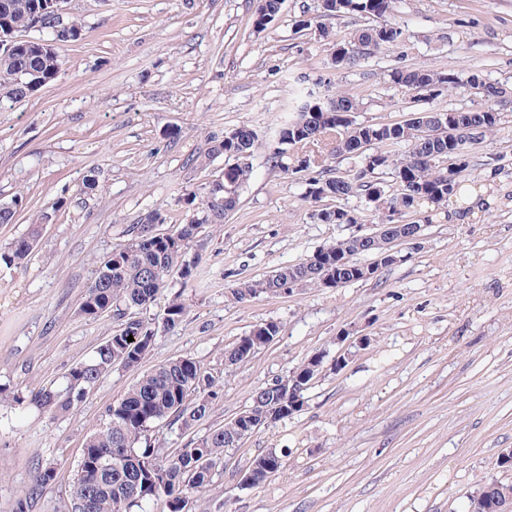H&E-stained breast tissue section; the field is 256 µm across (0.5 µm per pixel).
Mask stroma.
I'll list each match as a JSON object with an SVG mask.
<instances>
[{
	"instance_id": "1",
	"label": "stroma",
	"mask_w": 512,
	"mask_h": 512,
	"mask_svg": "<svg viewBox=\"0 0 512 512\" xmlns=\"http://www.w3.org/2000/svg\"><path fill=\"white\" fill-rule=\"evenodd\" d=\"M260 0H68L81 40L56 44L63 66L32 95L0 110V203L21 197L13 223L0 224V252L48 213L31 256L0 262V512H72L70 489L87 436L140 373L116 366L76 408L51 417L32 392L62 385L116 324L78 307L101 263L123 248L148 210L181 220L180 197L224 177L211 138L246 126L258 135L250 182L238 209L205 226L199 276L171 274L141 316L158 326L144 363L151 370L191 357L215 379L218 398L190 431L170 420L149 435L164 453L206 436L246 409L255 389L284 377L312 354L324 368L299 413L244 438L212 470L186 512H467L488 481L512 484L498 464L512 449V0H398L397 45L361 66L336 69L317 28L297 30L317 0H283L254 33ZM427 66L459 79L480 72L505 94L487 148L473 151L461 178L487 205L459 224L438 219L421 246L368 281L305 288L292 296L237 301V282L296 264L354 233L320 224L304 201L305 178L269 160L274 131L288 117L303 75H320V95L362 101L356 122L407 119L414 106L487 109L466 92L414 103L391 82L396 67ZM496 157L488 165V157ZM98 187L87 191L86 175ZM188 308L161 330L173 295ZM279 323L278 338L252 358L225 365L224 349L257 325ZM366 337L344 348L342 337ZM342 370H334L339 353ZM282 451L284 467L262 486L239 475L259 454ZM56 478L37 487L39 467Z\"/></svg>"
}]
</instances>
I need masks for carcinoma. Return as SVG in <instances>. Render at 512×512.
<instances>
[{
	"instance_id": "1",
	"label": "carcinoma",
	"mask_w": 512,
	"mask_h": 512,
	"mask_svg": "<svg viewBox=\"0 0 512 512\" xmlns=\"http://www.w3.org/2000/svg\"><path fill=\"white\" fill-rule=\"evenodd\" d=\"M330 17L355 16L384 20L356 30L352 39L341 41L344 47L336 66L354 68L376 51L401 41L403 30L391 20L397 0H335ZM57 0H0V108L12 105L31 95L53 80L61 60L54 51H44L41 39L24 38L27 31L52 30L57 43L76 41L83 34L80 19L67 16L64 24L57 23ZM393 83L419 96L434 97L458 88L469 94L496 102L502 88L488 83L478 72L460 82L452 72H438L428 67L394 68ZM360 109V98L348 91H338L327 99L312 89L296 107V116L279 125L276 131L278 147L272 153L274 166L286 174H298L316 169V175L306 179L304 199L319 205L313 217L328 224H360L362 212L332 206L330 202L349 197L364 198L367 210L374 214L376 224H397L410 214H421L418 224H430L432 215L423 210L426 205L443 206L457 194L459 177L469 166L468 156L474 145L482 144L495 134L499 113L490 107L471 112L452 109L460 117V126L448 130V124L438 111L425 110L423 116L411 113V118L396 123H357L346 118ZM325 136L332 137L331 155L348 157L359 151L361 165L345 175H332L331 169L318 157L306 152L309 144ZM406 144L408 154L396 157L395 147ZM257 135L242 126L224 133V140L211 147V154L224 155L229 164L224 168V182L213 185L208 194L224 198V204L209 208L196 203L197 195L187 193L181 199L182 222L173 233H163L158 226L169 221L168 214L154 209L143 214L137 224L128 229L127 245L104 262L87 286L79 306V314L96 318L113 309L119 324L88 359L76 364L66 374V386L57 390L42 388L30 399L38 410L54 416L75 408L101 379L99 372H109L119 365L137 370L150 355L156 328L130 312L148 308L156 299L165 279L177 273L185 281L197 277L198 260L188 258L189 250L200 243L205 224H220L224 217L237 210L241 190L252 176V166L245 154H254ZM390 169L398 188L380 181L376 172ZM408 199L407 211L396 210L399 198ZM42 214L31 224L28 234L11 243L8 252L0 254L5 263H18L31 255ZM365 254L356 240L336 241L322 247L311 257L307 266L294 264L260 278L244 280L233 289L238 301L261 296H287L290 288H326L324 277L341 274L345 282H358L349 268L361 265L357 256ZM187 316V307L180 296L174 295L165 308L163 329L173 330ZM281 326L273 321L256 327V331L227 346L224 363L244 361L256 346L273 342ZM133 341H127V337ZM214 381L200 363L182 357L149 370L118 401L106 411L108 423L88 436L71 485L73 512H133L142 504L163 498L169 512H179L177 504L192 494L207 488L211 482V467L225 451L270 421L269 408L288 406V386L267 384L256 389L251 404L224 426L208 435L191 439L172 455H164L152 446L149 431L152 424L170 417L181 422L189 431L212 410L216 397ZM108 462L103 472L91 468L98 460ZM282 457L275 450L256 456L248 467L252 485L259 486L280 472ZM511 497L512 485L487 482L469 500V512H495L498 502Z\"/></svg>"
}]
</instances>
